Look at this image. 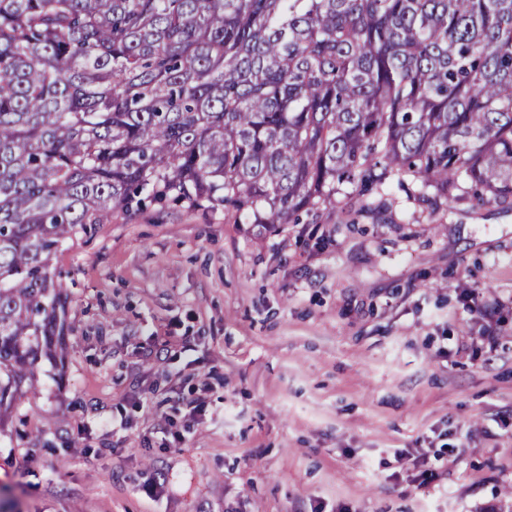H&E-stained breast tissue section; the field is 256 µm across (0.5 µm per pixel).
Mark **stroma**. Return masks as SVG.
<instances>
[{
    "instance_id": "obj_1",
    "label": "stroma",
    "mask_w": 512,
    "mask_h": 512,
    "mask_svg": "<svg viewBox=\"0 0 512 512\" xmlns=\"http://www.w3.org/2000/svg\"><path fill=\"white\" fill-rule=\"evenodd\" d=\"M371 200L63 244L72 331L0 414V512H512V204Z\"/></svg>"
}]
</instances>
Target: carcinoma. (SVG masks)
I'll use <instances>...</instances> for the list:
<instances>
[{
  "label": "carcinoma",
  "mask_w": 512,
  "mask_h": 512,
  "mask_svg": "<svg viewBox=\"0 0 512 512\" xmlns=\"http://www.w3.org/2000/svg\"><path fill=\"white\" fill-rule=\"evenodd\" d=\"M394 180L512 204V0H0V410L65 352L75 230L145 196L274 228Z\"/></svg>",
  "instance_id": "cac0c4a2"
}]
</instances>
